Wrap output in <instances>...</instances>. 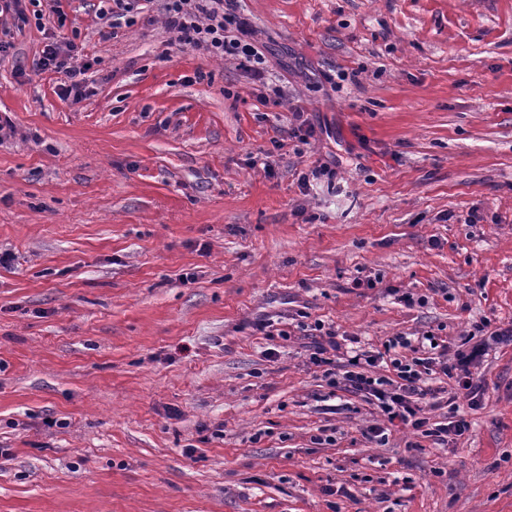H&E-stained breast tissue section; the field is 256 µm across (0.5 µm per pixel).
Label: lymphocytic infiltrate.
I'll use <instances>...</instances> for the list:
<instances>
[{
  "mask_svg": "<svg viewBox=\"0 0 512 512\" xmlns=\"http://www.w3.org/2000/svg\"><path fill=\"white\" fill-rule=\"evenodd\" d=\"M166 29L179 44L193 47L209 55L233 57L249 65L255 79H263L265 56L253 37L248 18L236 9V0H161ZM82 50L73 42L49 39L36 67L64 74L68 85L66 96L80 98L86 87L87 66ZM320 338L309 348V361L321 367L330 387L344 386L376 404L388 423H400L425 432L438 444H447L450 435H462L467 424L457 419L430 425L426 409L438 407L440 399L426 383L427 376L442 374L454 379L463 397L475 399L477 388L473 370L491 346L512 344V327L490 329L488 322L475 325L480 338L469 349L448 352L439 346L435 335L426 331L416 339L397 336L388 340L384 349L367 351L348 345L335 328L316 322ZM412 349L414 357L406 361L399 349ZM391 367L392 377L373 376V368Z\"/></svg>",
  "mask_w": 512,
  "mask_h": 512,
  "instance_id": "lymphocytic-infiltrate-1",
  "label": "lymphocytic infiltrate"
}]
</instances>
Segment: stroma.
<instances>
[{
	"mask_svg": "<svg viewBox=\"0 0 512 512\" xmlns=\"http://www.w3.org/2000/svg\"><path fill=\"white\" fill-rule=\"evenodd\" d=\"M239 7L261 83L175 42L158 0L113 28L62 0L91 63L76 102L35 67L46 30L5 19L0 512H512V346L448 447L399 424L381 444L309 337L256 327L453 351L512 325V0ZM272 92L273 96H271V98L269 97L265 99V103L271 104L275 107L288 105L289 110L293 112L295 121H301V123H299V125L294 128L293 134H295V137H301V141H307V137L313 135L314 128L309 125L307 119H302L305 112L303 108L299 105H294L293 102H291L289 99H286L285 95L282 94L279 89H273ZM304 127H306L304 134H301Z\"/></svg>",
	"mask_w": 512,
	"mask_h": 512,
	"instance_id": "35a3bbf8",
	"label": "stroma"
}]
</instances>
